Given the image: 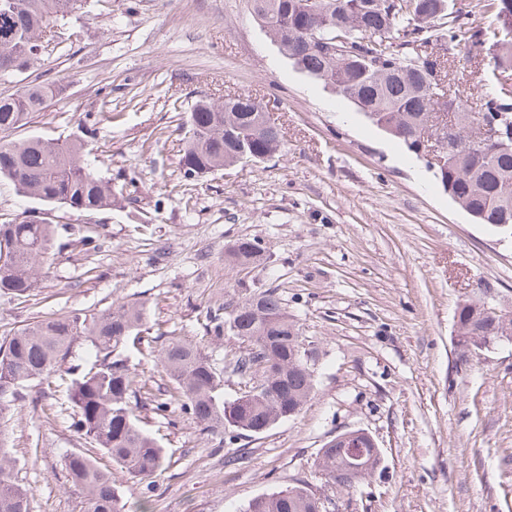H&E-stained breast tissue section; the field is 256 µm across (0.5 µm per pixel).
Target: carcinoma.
<instances>
[{"label": "carcinoma", "mask_w": 512, "mask_h": 512, "mask_svg": "<svg viewBox=\"0 0 512 512\" xmlns=\"http://www.w3.org/2000/svg\"><path fill=\"white\" fill-rule=\"evenodd\" d=\"M12 7L0 0V77L28 70L38 58L34 50L50 26L73 15L72 0H17ZM255 18L266 22L285 56L303 73L322 81L353 103L377 127L396 139L407 152L437 130V114L453 115L456 136L467 142L451 149L434 178L452 188L462 208L477 210L479 223L492 228L512 225V140L491 141L483 129L498 114L512 119V15L491 10L494 0H477L474 9L461 13L452 0H404L393 9L392 0H319L316 12L309 0H251ZM488 15L482 26L474 12ZM342 37L344 54L330 52L328 43ZM491 61L493 89L475 109L450 87L449 72L456 63ZM57 94L53 82L23 86L0 99V180L41 205L78 213L112 209V186L86 158V144L78 139L32 136L10 140L8 134L23 126L31 114L43 111ZM261 105L246 95L234 100L201 99L182 127L185 176L200 177L224 167L246 153L263 160L281 150L278 127L258 122ZM60 228L23 216L0 224V291L26 295L33 286V271L48 253ZM259 242L240 240L229 248L228 266L243 267L259 257ZM458 332L464 341L497 344L509 340L512 311L488 313L485 299H467L457 307ZM146 308L132 303L110 308L92 320L65 314L38 319L0 341V429L11 420V402L28 382L51 373L84 342L94 352L89 369L73 379L69 401L73 426L81 437L95 443L113 465L131 476H149L162 468L164 449L138 425L131 405L134 373L126 350L138 338ZM213 332L229 330L247 337L245 350L227 367L244 380L255 378V365L272 355L273 372L266 377V401H254L249 390L224 399V372L217 370L198 342L169 338L159 354L162 371L175 385L168 398L155 400L153 410L167 411L180 400L194 419L210 428H224L227 410H236L247 426L271 425L283 420L285 410L298 413L314 388V377L295 352L303 340L288 317L276 287H269L237 305L222 321L212 318ZM320 465L331 485L348 492L371 470L350 475L336 464V449L327 448ZM14 460L0 440V512H29L27 489L14 476ZM72 485L82 498L83 512H127L112 481V471L97 460L72 452L65 457ZM308 489L290 486L253 499L246 512H312Z\"/></svg>", "instance_id": "cac0c4a2"}]
</instances>
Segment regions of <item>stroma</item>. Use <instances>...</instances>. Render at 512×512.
Segmentation results:
<instances>
[{"label":"stroma","mask_w":512,"mask_h":512,"mask_svg":"<svg viewBox=\"0 0 512 512\" xmlns=\"http://www.w3.org/2000/svg\"><path fill=\"white\" fill-rule=\"evenodd\" d=\"M59 28L56 52L0 79V97L32 81L63 86L11 137L84 140L114 203L46 209L67 231L28 295L0 292V339L51 314L147 306L131 351L135 413L167 457L146 477L113 470L127 505L243 512L297 483L325 495L320 449L361 428L382 463L340 494V512H512V342L465 365L455 347L459 303L484 290L512 311V236L475 223L425 160L297 70L250 0H89ZM227 94L267 107L281 152L185 177L182 124L197 100ZM241 239L263 257L229 268L224 250ZM271 286L315 350L302 410L234 439L177 401L155 413V397L174 388L158 364L163 337L200 342L223 368L244 345L214 336L211 316ZM12 412L5 443L30 512H81L64 458L91 447L59 375L29 382Z\"/></svg>","instance_id":"1"}]
</instances>
